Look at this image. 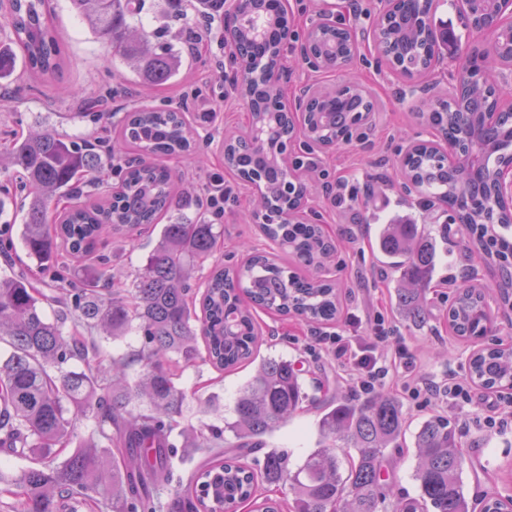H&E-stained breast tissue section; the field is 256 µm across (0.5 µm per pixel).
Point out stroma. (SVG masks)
<instances>
[{
	"label": "stroma",
	"mask_w": 512,
	"mask_h": 512,
	"mask_svg": "<svg viewBox=\"0 0 512 512\" xmlns=\"http://www.w3.org/2000/svg\"><path fill=\"white\" fill-rule=\"evenodd\" d=\"M287 6L292 38L291 47L282 58L286 101H293L306 85L330 86L353 79L366 88L375 106L371 123L354 127L350 142L323 151L300 135L288 151L289 167L314 170L306 195L305 220L321 225L333 241L336 251L326 277L341 287L340 314L331 323H311L261 308L255 312L263 332L258 357L281 355L295 361L310 395L288 424L266 439L267 449L286 450L292 465L298 466L315 447L323 398L352 393L348 378L337 373L326 344L320 343L322 333L346 327L364 343L372 334L375 320L380 319L394 330L393 338L381 343V351L406 347L414 354L419 371L437 378L455 373L465 380L476 350L512 344V287H501L497 263L477 246L464 243L455 211L438 204L423 205L418 188L400 172V160L412 143L434 141L439 134L420 112L425 96L416 83L394 70L368 45L381 18L380 0H288ZM325 11L333 12L339 23L352 28L362 46L349 70L314 72L297 54V46ZM140 21L149 30L163 28L162 43L181 50L180 73L173 82L143 87L108 44L97 39L67 5H60L54 23L63 41L64 67L43 80L18 78L0 91V148L15 136L27 133L40 116L49 118L60 131L80 142L101 136L104 122L81 116L86 102L93 98L100 99L101 111L110 113L115 122L141 105L182 109L193 126L197 156L193 162L176 165L189 190L176 210L177 216L212 222L211 213L202 204V187L211 176L221 175L232 187L233 195L224 204V242L215 254L216 260L231 267L244 259L245 248L276 252V245L247 214L253 188L224 165L225 133L244 131L251 120L247 101L236 88L225 27L213 29L199 51L189 54L183 50L185 37L201 25L194 9L175 17L168 13L164 0H146ZM433 21L454 30L465 47L483 50L493 40L492 33L465 27L458 0H438ZM218 97L224 100L223 114L215 124L203 123L193 111V103ZM73 112L78 113V120H70ZM398 215L406 216L435 238L440 251L433 280L424 293L429 319L423 324L399 311L396 286L400 273L385 266L377 249L380 225ZM155 238V231L146 229L131 241H100L93 255L81 265L71 266L68 287H84L99 256L111 253L118 257L115 281H131ZM466 279L485 288L493 318L490 331L478 341L460 338L448 326V310L456 287ZM352 314L356 315L357 324L350 328L346 320ZM253 370L250 363L224 373L199 365L177 369L176 374L181 386L198 389L202 396L219 394L229 412L240 386ZM402 404L406 417L403 446L388 451L395 493L380 501L378 512H393L397 497L418 493L412 475L417 465L414 434L420 423L434 413L452 420L457 417L456 408L444 400L419 407L406 398ZM458 434L464 457L462 480L470 496L512 499V429L489 432L473 426L459 429Z\"/></svg>",
	"instance_id": "stroma-1"
}]
</instances>
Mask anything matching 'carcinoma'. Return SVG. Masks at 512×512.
<instances>
[{
  "label": "carcinoma",
  "instance_id": "carcinoma-1",
  "mask_svg": "<svg viewBox=\"0 0 512 512\" xmlns=\"http://www.w3.org/2000/svg\"><path fill=\"white\" fill-rule=\"evenodd\" d=\"M145 0H68L95 35L107 40L142 83L169 84L180 72L172 46L153 42L156 33L134 23ZM433 0H399L385 31L382 55L413 79L427 72L439 49L448 45V29L430 23ZM57 0H0V15L10 29L0 43V86L18 77L57 73L63 54L53 25ZM192 7L215 19L224 17V0H193ZM288 25L279 0H242L228 28L229 41L250 50L241 89L262 102L243 136L224 139V164L243 178L264 185L255 201L259 229L295 261L288 270L273 256L254 253L238 267L215 265L194 300L192 280L213 256L224 229L219 224L163 225L142 266L127 288L112 287V257L83 288L34 287L31 266L6 262L0 276V342L10 348L0 358V450L29 461L16 473L0 471V491L21 489L11 512H164L162 491L181 496L187 512H237L256 500L258 488L288 485L295 512H377L390 478L385 450L400 447L406 419L399 400L378 394L361 402L332 397L318 420L316 449L295 471L285 453L269 451L263 461L243 462L265 437L288 423L308 398L295 363L262 360L236 399L234 419L224 426L202 423L180 427L187 390L174 381L172 366L197 362L232 371L250 361L261 331L252 308L294 314L312 322L336 319V284L322 278L334 247L319 224L282 223L300 182L281 162L279 117L285 106L280 87L270 83L278 66L279 43ZM496 34L481 54H466L462 76L474 79L472 96L452 106L428 103L426 119L460 146L458 162L448 168L437 151L422 143L400 160L406 179L430 202L452 209L468 202L459 220L463 239L474 241L476 224L512 227V211L494 201L488 178L491 165L512 162V115L486 131L464 124L488 106L506 104L492 90L499 44ZM355 116L310 112L305 135L322 145L348 141ZM118 151L137 153L118 190L104 204L81 202L78 178L112 165V149L77 143L55 127L41 124L0 153V171L18 170L26 178L29 202L22 236L37 269H63L79 263L105 236L124 239L145 224H157L176 199V176L157 158L187 157L192 132L184 112L139 107L114 130ZM378 247L386 264L401 271L397 301L418 323L428 318L422 292L432 280L436 241L416 224H385ZM492 316L483 289L463 281L448 311L453 332L465 338L488 332ZM141 336L138 347L114 353L105 342ZM472 380L487 389L512 387V346L476 351L469 364ZM94 427L78 436V422ZM179 430L184 448H206L212 456L188 476L175 475L172 460ZM232 433L230 443L224 433ZM352 448L356 458L342 468L336 449ZM419 463L413 474L420 494L407 498L398 512H473L462 481V454L456 429L440 415L425 419L415 433Z\"/></svg>",
  "mask_w": 512,
  "mask_h": 512
}]
</instances>
